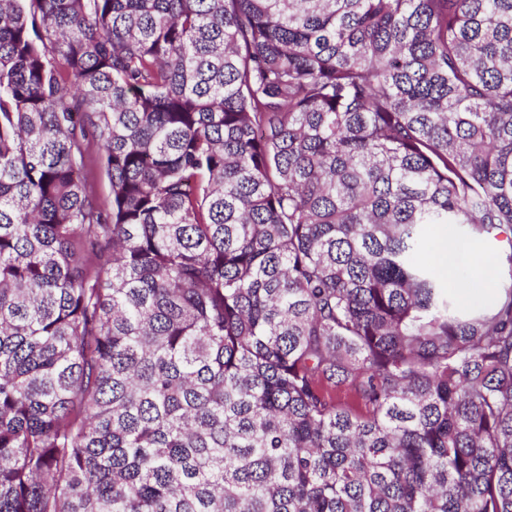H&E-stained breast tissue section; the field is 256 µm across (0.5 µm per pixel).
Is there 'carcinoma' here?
<instances>
[{
	"label": "carcinoma",
	"instance_id": "obj_1",
	"mask_svg": "<svg viewBox=\"0 0 512 512\" xmlns=\"http://www.w3.org/2000/svg\"><path fill=\"white\" fill-rule=\"evenodd\" d=\"M0 512H512V0H0ZM88 183L98 199L103 205H108L111 200L110 182L106 171L100 163L97 152L94 151L87 164ZM462 240L448 237V234L443 231L442 227L435 237L434 227L427 232L426 246L428 255L436 267L440 268V263L438 262V264L433 261L432 256L435 254L442 261L445 268L444 273L448 276V279H457L460 276L459 274L462 273L461 271L470 263L471 253Z\"/></svg>",
	"mask_w": 512,
	"mask_h": 512
}]
</instances>
